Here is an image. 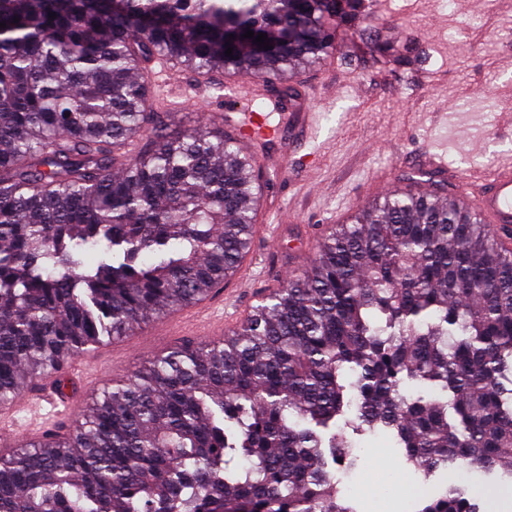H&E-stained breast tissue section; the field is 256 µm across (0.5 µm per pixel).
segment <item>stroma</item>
Masks as SVG:
<instances>
[{"mask_svg":"<svg viewBox=\"0 0 512 512\" xmlns=\"http://www.w3.org/2000/svg\"><path fill=\"white\" fill-rule=\"evenodd\" d=\"M356 26V36L291 81L315 133L304 157L289 162L287 181L265 196L266 222L285 251L277 258L251 247L246 261L262 274L227 298L233 324L283 284L282 270L309 264L327 228L399 187L418 160L443 157L472 181L512 162V0H368ZM182 78L177 124L265 109L263 95H243L242 80L214 89L190 73ZM159 326L142 324L140 345L125 353L105 345L92 354L104 386L176 345ZM353 441L356 462L337 467L336 476L355 512H417L421 496L459 481L455 472L417 471L390 434Z\"/></svg>","mask_w":512,"mask_h":512,"instance_id":"35a3bbf8","label":"stroma"}]
</instances>
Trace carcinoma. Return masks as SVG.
<instances>
[{
    "label": "carcinoma",
    "mask_w": 512,
    "mask_h": 512,
    "mask_svg": "<svg viewBox=\"0 0 512 512\" xmlns=\"http://www.w3.org/2000/svg\"><path fill=\"white\" fill-rule=\"evenodd\" d=\"M360 2L0 0L1 405L63 388L72 358L199 300L251 246L273 178L214 127L171 131L153 64L286 96ZM349 429L390 433L426 475L512 481V251L439 191L357 209L231 335L0 455V512H354ZM488 498L454 484L419 512Z\"/></svg>",
    "instance_id": "carcinoma-1"
}]
</instances>
